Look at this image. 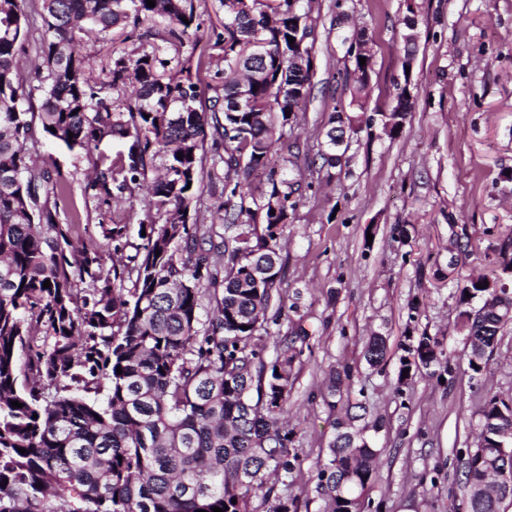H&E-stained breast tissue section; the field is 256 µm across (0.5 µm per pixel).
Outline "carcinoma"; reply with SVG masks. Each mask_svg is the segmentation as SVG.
<instances>
[{
	"label": "carcinoma",
	"instance_id": "cac0c4a2",
	"mask_svg": "<svg viewBox=\"0 0 512 512\" xmlns=\"http://www.w3.org/2000/svg\"><path fill=\"white\" fill-rule=\"evenodd\" d=\"M40 2L43 98L35 114L18 66L24 0H0V512H249L257 493L269 512H290L270 480L293 468L282 415L297 351L285 338L267 361L254 339L281 280L280 229L296 206L293 183L268 160L277 146L291 149L286 113L304 110L311 94L309 0H219L223 94L208 100L172 72L157 46L114 55L112 98H103L75 49L86 30L104 38L130 21L136 28L158 18L166 22L163 41L196 46L195 0H155L152 8L146 0ZM290 36L310 37L309 69L291 75ZM36 120L54 143L92 157L85 191L104 203L160 159L152 206L162 223L138 225L141 243L129 263H120L128 225H98L112 248L107 269L89 226L61 222L67 186L28 147ZM373 121L331 112L322 166L336 167L348 149L337 145L340 128L355 132ZM209 127L212 147L223 149L212 169L224 168L229 236L218 241L199 232L197 216ZM107 138L122 142L113 160L94 154ZM257 171L270 189L253 210L246 199L255 198ZM42 190L53 201L38 203ZM480 283L469 281V295L460 296L461 327L472 338L468 364L478 374L503 326L484 306H470L503 302L498 284ZM209 291L215 306L203 323L201 298ZM438 346L426 333L413 337L401 369L440 364ZM387 355L386 338L369 337L367 364ZM348 380L347 367L330 377L329 406ZM481 422L512 425L507 401L486 395ZM333 428L318 488L327 512H355L376 472L377 449L346 420ZM497 464L489 453L467 457V484ZM465 503L466 512L501 508V499L478 495Z\"/></svg>",
	"mask_w": 512,
	"mask_h": 512
}]
</instances>
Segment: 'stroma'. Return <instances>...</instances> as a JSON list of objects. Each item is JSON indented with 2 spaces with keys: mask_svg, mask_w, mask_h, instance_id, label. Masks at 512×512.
I'll list each match as a JSON object with an SVG mask.
<instances>
[{
  "mask_svg": "<svg viewBox=\"0 0 512 512\" xmlns=\"http://www.w3.org/2000/svg\"><path fill=\"white\" fill-rule=\"evenodd\" d=\"M22 51L25 88L36 86L43 20L26 0ZM198 47L164 44L172 67L204 90L221 92L224 61L209 46L222 32L219 0H201ZM418 48L403 74L406 17ZM311 97L293 123L299 152L286 166L297 205L279 237L284 271L260 331L265 358L281 337L298 356L288 395L294 468L279 495L295 512H325L318 473L346 403L365 407L354 426L381 448L362 512H460L467 495L461 461L475 447L486 394L512 398V322L500 331L486 372L468 364L459 295L470 276L495 278L500 244L512 240V0H318ZM366 32L373 50L367 112L385 106L392 83L408 80L413 107L403 128L354 134L340 166L326 170L325 125L349 105L344 85L350 38ZM39 162L70 188L79 223L153 219L150 197L134 188L121 202L87 195L91 160L36 135ZM408 233L398 236L396 225ZM438 339L448 366L417 371L398 386L409 337ZM388 339L384 365L363 358L367 339ZM350 366L343 399L322 394L333 371Z\"/></svg>",
  "mask_w": 512,
  "mask_h": 512,
  "instance_id": "35a3bbf8",
  "label": "stroma"
}]
</instances>
